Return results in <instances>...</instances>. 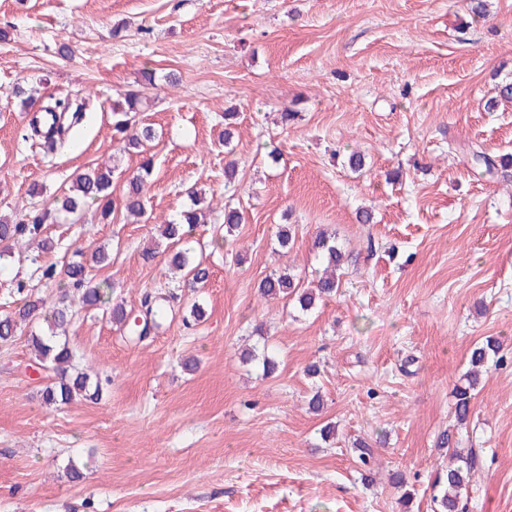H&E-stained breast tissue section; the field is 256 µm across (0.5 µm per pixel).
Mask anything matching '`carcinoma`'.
I'll list each match as a JSON object with an SVG mask.
<instances>
[{
	"label": "carcinoma",
	"mask_w": 512,
	"mask_h": 512,
	"mask_svg": "<svg viewBox=\"0 0 512 512\" xmlns=\"http://www.w3.org/2000/svg\"><path fill=\"white\" fill-rule=\"evenodd\" d=\"M143 100L142 89L128 90L120 94V99L112 104L114 129L123 134V150H139L154 139L151 126L139 124L136 120ZM474 174L484 178L492 177L498 171L497 162L481 150L472 151ZM153 171V159L146 158L138 170L129 177L126 191L120 197L112 192V169L89 168L77 175L72 186L60 191L53 198V207L43 209L29 223L15 221L7 216H0V253H4L22 238H28L33 248L39 253H51L56 244L47 237H40V225L56 221V215L64 214L72 224L82 221L86 210L92 208L107 220L112 213L124 211L141 217L145 214L147 185ZM192 207L183 211L177 222L157 225L160 235L178 244L186 240L194 225L204 221L205 213L200 208L202 193L190 191ZM243 221L242 212L231 204H224V235L213 241L216 249L224 248L227 237L233 235ZM314 247L325 265L321 277L305 285L304 279L290 272V269L274 270L259 283V294L264 299L282 298L294 301L302 312L314 309L319 303L336 295L341 286L340 269L344 253L336 244V236L319 234ZM80 259L68 262L63 270L61 284L63 289L53 301L42 297L27 299L24 305L12 315L0 318V344H7L15 336L18 324L42 319L47 323L49 335H32L31 342L39 353L40 359L48 362L59 376V382L44 390V402L48 405L67 404L77 397L92 398L99 388H91L90 375L74 368L73 352L67 342L60 341L56 329L72 322L75 311L72 310L69 290L80 293V302L84 308H97L104 303V291L101 285L92 282L88 275V266H101L108 260V253L97 248L86 254L79 253ZM170 263L181 270H187L183 280L184 288H203L208 282V266L195 261L190 249H181L171 256ZM172 294L146 292L142 298V324L136 326L134 336L142 340L152 333L163 329L169 317L174 315L171 305ZM504 352L500 343L488 338L474 345L470 352L471 369L467 375V384L456 389L455 413L457 419L464 423L471 412L472 392L481 384L482 376L489 373V363H500ZM455 463L442 475H437L433 482L434 512H468L470 504L469 487L472 479L474 460L461 454L451 453Z\"/></svg>",
	"instance_id": "cac0c4a2"
}]
</instances>
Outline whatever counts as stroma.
<instances>
[{
	"label": "stroma",
	"mask_w": 512,
	"mask_h": 512,
	"mask_svg": "<svg viewBox=\"0 0 512 512\" xmlns=\"http://www.w3.org/2000/svg\"><path fill=\"white\" fill-rule=\"evenodd\" d=\"M0 28L10 33L0 42L1 215L29 217L101 162H115L122 192L139 158L120 149L112 103L139 88L143 69L156 73L140 114L156 133L145 216L46 224L54 253L17 245L0 264V317L26 295L56 297L41 268L91 245L109 254L93 276L110 299L79 310L67 332L76 365L102 382L99 399L45 404L56 376L31 344L44 322L0 346V512H432L431 484L448 464L436 441L455 423L469 352L488 337L508 360L490 371L458 441L476 461L472 512H512V170L482 179L471 161L476 148L512 153V101L496 98L512 80V0H488L481 17L469 0H0ZM63 43L71 57L58 54ZM59 101L84 107L81 138L48 153L24 115ZM354 150L366 161L358 173L345 164ZM191 187L211 205L192 231L210 267L196 293L172 279L171 250L144 256ZM228 202L244 216L238 264L211 246ZM364 209L371 223L359 222ZM281 224L295 231L283 255ZM321 229L345 254L340 293L307 313L264 301L258 285L272 269L318 266ZM147 291L175 292V315L137 342L111 307L138 312ZM262 345L278 362L268 376L242 358ZM394 473L414 492L410 507Z\"/></svg>",
	"instance_id": "obj_1"
}]
</instances>
